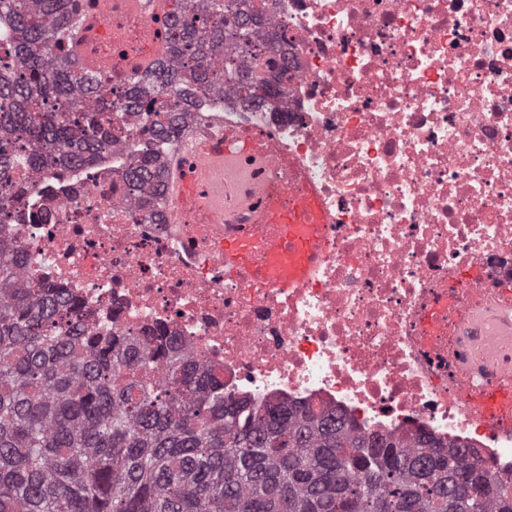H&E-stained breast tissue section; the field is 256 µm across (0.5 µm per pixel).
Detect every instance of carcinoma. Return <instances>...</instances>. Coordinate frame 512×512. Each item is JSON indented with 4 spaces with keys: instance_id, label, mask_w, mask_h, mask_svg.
<instances>
[{
    "instance_id": "1",
    "label": "carcinoma",
    "mask_w": 512,
    "mask_h": 512,
    "mask_svg": "<svg viewBox=\"0 0 512 512\" xmlns=\"http://www.w3.org/2000/svg\"><path fill=\"white\" fill-rule=\"evenodd\" d=\"M168 15L166 61L130 79L126 110L146 112L158 88L185 106L236 80L254 102L272 86L213 61L224 45L256 48L259 8L191 0ZM76 0H0V199L16 174L52 164L91 166L112 146L102 74L78 67L70 29ZM184 113H160L147 139L174 141ZM146 154L126 179L166 184ZM21 258L0 240V512H451L448 482L481 470L476 512H512V478L483 460L421 437L408 447L349 429L334 416L282 406L224 404V382L173 359V342L99 336L81 306L53 288H30Z\"/></svg>"
}]
</instances>
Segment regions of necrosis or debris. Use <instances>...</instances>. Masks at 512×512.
Returning a JSON list of instances; mask_svg holds the SVG:
<instances>
[{
	"instance_id": "4bbe7bcc",
	"label": "necrosis or debris",
	"mask_w": 512,
	"mask_h": 512,
	"mask_svg": "<svg viewBox=\"0 0 512 512\" xmlns=\"http://www.w3.org/2000/svg\"><path fill=\"white\" fill-rule=\"evenodd\" d=\"M272 82L248 105L236 82L185 128L261 130L283 145L268 192L314 184L332 218L318 273L255 293L225 275L220 227L168 219L125 174L153 113L112 115L92 167L23 176L0 235L29 287L64 289L96 334L165 336L213 369L226 399L335 412L359 432L428 435L512 475V437L471 422L448 386L512 383V0H260ZM447 309L425 356L426 312Z\"/></svg>"
}]
</instances>
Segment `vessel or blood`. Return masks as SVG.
Here are the masks:
<instances>
[{"instance_id":"vessel-or-blood-1","label":"vessel or blood","mask_w":512,"mask_h":512,"mask_svg":"<svg viewBox=\"0 0 512 512\" xmlns=\"http://www.w3.org/2000/svg\"><path fill=\"white\" fill-rule=\"evenodd\" d=\"M130 10L150 7L153 19L148 26L154 53H137L125 41L121 29L106 25L113 2ZM83 22L71 34L72 52L79 66L90 72L107 71L122 79L143 72L154 60L167 54L161 33L167 17L166 0H80ZM265 154L231 152L223 141L209 139L182 148L170 164L168 192L175 207L171 221L184 223L189 210L203 208L207 199V172L230 168L257 174ZM314 186L304 192L269 196L261 183H254L245 202L250 214L241 227L225 233L220 260L225 268L255 288L291 290L303 287L317 272L327 255L329 216L319 205ZM450 395L470 419L480 422L492 434L512 432V387H488L469 392L454 387Z\"/></svg>"}]
</instances>
